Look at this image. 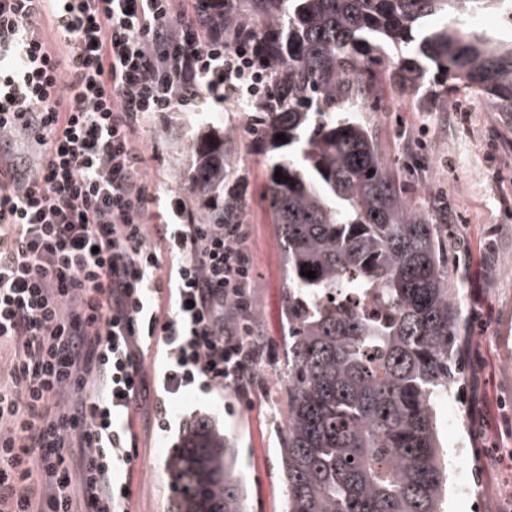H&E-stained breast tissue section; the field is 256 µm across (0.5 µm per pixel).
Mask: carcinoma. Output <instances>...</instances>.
<instances>
[{"mask_svg": "<svg viewBox=\"0 0 512 512\" xmlns=\"http://www.w3.org/2000/svg\"><path fill=\"white\" fill-rule=\"evenodd\" d=\"M485 12L512 25V0H224L216 20L224 46L250 44L271 76L251 133L287 256L286 512H444L434 404L460 382L458 300L437 224L352 113L387 72L403 93L428 83L442 101L462 85L512 117V36L466 24ZM231 134L194 143L200 224L241 223ZM234 458L208 421L192 424L169 463L179 512H245Z\"/></svg>", "mask_w": 512, "mask_h": 512, "instance_id": "1", "label": "carcinoma"}]
</instances>
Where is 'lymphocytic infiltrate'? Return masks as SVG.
I'll return each instance as SVG.
<instances>
[{
  "instance_id": "obj_1",
  "label": "lymphocytic infiltrate",
  "mask_w": 512,
  "mask_h": 512,
  "mask_svg": "<svg viewBox=\"0 0 512 512\" xmlns=\"http://www.w3.org/2000/svg\"><path fill=\"white\" fill-rule=\"evenodd\" d=\"M223 13L224 0H0V141L37 146L33 167L0 162V344L16 348L0 512H129L132 413L163 438L186 392H239L254 373L224 310L252 278L245 225L195 223L184 195L145 185L134 147L152 116L200 96H263L251 48L210 23Z\"/></svg>"
}]
</instances>
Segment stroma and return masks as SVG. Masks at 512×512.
Here are the masks:
<instances>
[{
    "mask_svg": "<svg viewBox=\"0 0 512 512\" xmlns=\"http://www.w3.org/2000/svg\"><path fill=\"white\" fill-rule=\"evenodd\" d=\"M376 94L378 111L360 118L410 201L440 224L449 285L463 318L461 384L435 411L441 421L450 412L457 418L456 436L470 450L464 464L477 470L480 503L452 498L446 512H512V124L462 90L434 107L419 95L400 94L383 74ZM254 110L242 100L172 112L144 125L135 143L146 180L187 196L198 132L218 120L234 132L227 145L230 171L248 226L249 294L267 354L248 398L229 388L220 398L188 395L175 415L208 420L234 442L246 512H285L278 448L286 422V256L265 200L267 166L248 134ZM134 431L129 512H176L168 462L181 433L160 441L139 414Z\"/></svg>",
    "mask_w": 512,
    "mask_h": 512,
    "instance_id": "35a3bbf8",
    "label": "stroma"
}]
</instances>
